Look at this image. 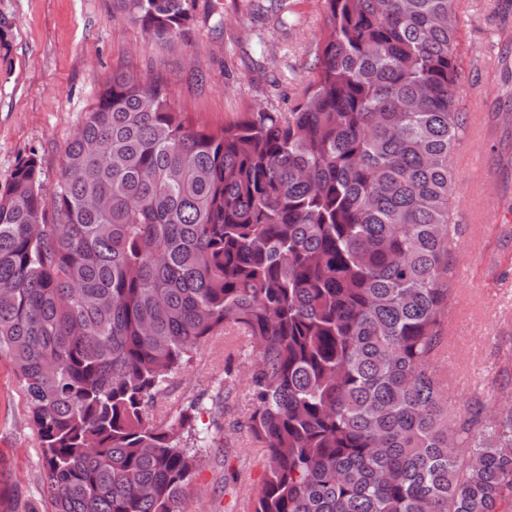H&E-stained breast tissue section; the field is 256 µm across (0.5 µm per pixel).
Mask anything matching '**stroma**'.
Listing matches in <instances>:
<instances>
[{
	"label": "stroma",
	"instance_id": "obj_1",
	"mask_svg": "<svg viewBox=\"0 0 512 512\" xmlns=\"http://www.w3.org/2000/svg\"><path fill=\"white\" fill-rule=\"evenodd\" d=\"M195 22L181 38L151 39L113 0H0L6 44L0 48V185L20 158L36 154L41 182L53 190L68 140L113 72L166 83L175 111L218 131L248 112H285L300 100L326 23L323 0H193ZM460 103L477 139L487 181L456 171L457 207L470 221L452 254L468 264L453 317L454 352L433 360L448 382V409L459 414L499 392L512 370V0H459ZM243 336L209 338L171 376L148 414L165 425L184 409L208 431L187 492L186 512H252L266 458L234 425L247 417L245 388L224 392V369L246 374ZM0 512H25L50 498L43 450L29 420L11 358L0 353Z\"/></svg>",
	"mask_w": 512,
	"mask_h": 512
}]
</instances>
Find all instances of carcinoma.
<instances>
[{
  "instance_id": "1",
  "label": "carcinoma",
  "mask_w": 512,
  "mask_h": 512,
  "mask_svg": "<svg viewBox=\"0 0 512 512\" xmlns=\"http://www.w3.org/2000/svg\"><path fill=\"white\" fill-rule=\"evenodd\" d=\"M176 38L190 0H117ZM456 0H324L300 101L219 133L112 73L0 186V352L44 454L28 512H185L208 436L146 407L218 331L254 359L253 512H512V392L459 416L432 366L454 274Z\"/></svg>"
}]
</instances>
